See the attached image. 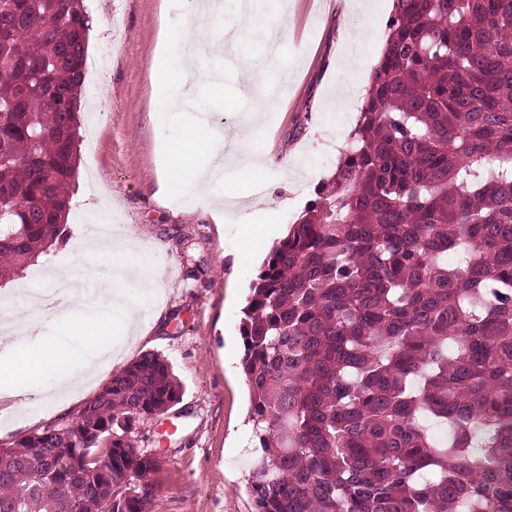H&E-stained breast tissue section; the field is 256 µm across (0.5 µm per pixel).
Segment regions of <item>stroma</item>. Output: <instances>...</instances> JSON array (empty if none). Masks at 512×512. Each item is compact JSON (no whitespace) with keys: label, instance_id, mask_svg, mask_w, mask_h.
<instances>
[{"label":"stroma","instance_id":"obj_1","mask_svg":"<svg viewBox=\"0 0 512 512\" xmlns=\"http://www.w3.org/2000/svg\"><path fill=\"white\" fill-rule=\"evenodd\" d=\"M87 2V54L102 52L106 60L85 74L78 117L91 135L80 141L68 229L71 237H88L91 225L112 214L142 254L160 265V286L154 297L138 298L134 334L117 326L107 333L95 326L85 330L87 348L117 346L110 371L52 397L35 392L0 399V446L71 420L114 373L155 352L169 361L182 389L177 404L137 421L128 435L132 447L160 463L151 476L158 490L155 512H253L246 483L260 452L241 369L242 310L272 246L332 171L376 64L392 0H288L290 31L273 46L240 37L233 21L241 0H223L232 89L239 93L254 82L280 88L281 98L256 125L246 122L250 101L236 113L208 110L214 126L224 130L225 173L237 170V135L253 155L272 159L263 218L249 220L251 201L241 196L225 199L220 224L205 216V201L159 193L165 126L150 67L171 24L200 23L198 0ZM359 17L367 22V40H340L339 31ZM339 79L358 89L342 105L330 99Z\"/></svg>","mask_w":512,"mask_h":512}]
</instances>
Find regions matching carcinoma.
Listing matches in <instances>:
<instances>
[{
    "instance_id": "1",
    "label": "carcinoma",
    "mask_w": 512,
    "mask_h": 512,
    "mask_svg": "<svg viewBox=\"0 0 512 512\" xmlns=\"http://www.w3.org/2000/svg\"><path fill=\"white\" fill-rule=\"evenodd\" d=\"M90 16L0 0V275L67 239ZM346 147L252 282L240 333L260 460L254 512H512V0H394ZM456 262L448 264V254ZM181 384L147 352L72 437H112L107 480L60 487L22 436L0 512H152L129 450Z\"/></svg>"
}]
</instances>
